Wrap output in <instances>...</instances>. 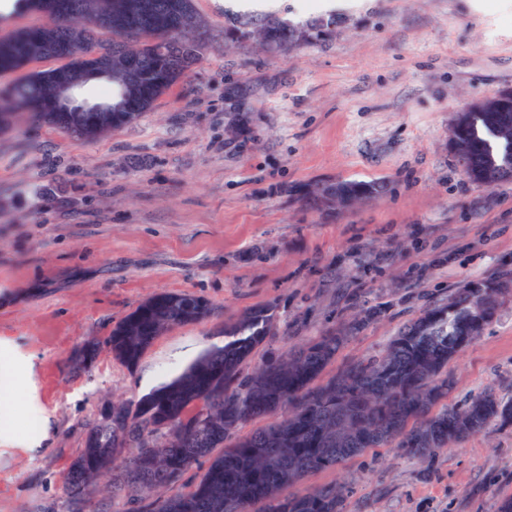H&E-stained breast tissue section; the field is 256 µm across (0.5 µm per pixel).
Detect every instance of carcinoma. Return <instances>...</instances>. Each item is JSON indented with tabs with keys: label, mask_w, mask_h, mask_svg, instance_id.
Wrapping results in <instances>:
<instances>
[{
	"label": "carcinoma",
	"mask_w": 512,
	"mask_h": 512,
	"mask_svg": "<svg viewBox=\"0 0 512 512\" xmlns=\"http://www.w3.org/2000/svg\"><path fill=\"white\" fill-rule=\"evenodd\" d=\"M15 12H37L46 21L0 39V73L24 72L8 100L0 99V130L17 110L85 142L137 122L155 102L183 82L200 60L202 21L195 0H134L141 27H130L121 0H15ZM314 18L295 27L279 18L241 17L224 29L230 42L256 40L287 49L319 41L328 27ZM109 34L102 45L98 35ZM58 59L52 69L28 70L37 59ZM108 95L85 108L59 100L63 83L80 95L89 78ZM455 144L471 181L493 186L512 181V110L487 100L460 113ZM472 287L428 307L400 329L384 354L350 363L327 380L321 376L347 338L330 331L284 356L244 364L275 335L267 309L244 313L224 325V347L204 352L177 378L130 403L112 404V417L88 428L70 463L63 492L93 493L95 480L112 474V498L134 512L142 496L175 484L195 464L204 475L185 492L158 497L151 512H344L345 489L326 485L301 496L288 488L311 474L334 469L375 448L397 444L414 457L433 455L478 432L488 421L512 425V402L484 392L460 407L434 408L452 381L442 376L468 343ZM209 304L182 293L143 302L112 330L114 357L132 368L157 336L204 320ZM281 413L272 423L228 442L254 419ZM166 425L178 428L165 441L141 448L127 444Z\"/></svg>",
	"instance_id": "1"
}]
</instances>
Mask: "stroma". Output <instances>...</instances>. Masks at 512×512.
Segmentation results:
<instances>
[{"label": "stroma", "mask_w": 512, "mask_h": 512, "mask_svg": "<svg viewBox=\"0 0 512 512\" xmlns=\"http://www.w3.org/2000/svg\"><path fill=\"white\" fill-rule=\"evenodd\" d=\"M322 41L230 44V0H196L202 60L134 125L86 143L18 112L0 132V512H63V476L101 409L134 402L272 308L259 363L353 331L327 374L382 354L398 329L471 282L512 273V183H473L455 156L463 110L512 90V0H335ZM382 184L327 213L296 190ZM205 299L135 367L106 343L159 293ZM96 345L91 364L78 360ZM445 406L512 400V294L448 364ZM347 488L344 512H499L512 425L416 458L390 446L291 487Z\"/></svg>", "instance_id": "stroma-1"}]
</instances>
